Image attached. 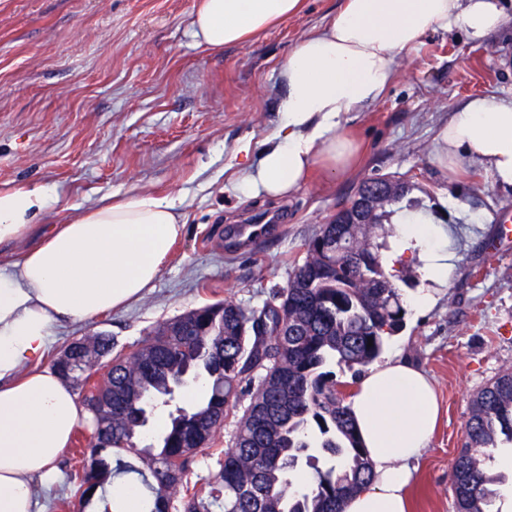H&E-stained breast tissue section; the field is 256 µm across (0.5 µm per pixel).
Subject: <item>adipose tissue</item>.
Wrapping results in <instances>:
<instances>
[{"label": "adipose tissue", "instance_id": "1", "mask_svg": "<svg viewBox=\"0 0 512 512\" xmlns=\"http://www.w3.org/2000/svg\"><path fill=\"white\" fill-rule=\"evenodd\" d=\"M302 7L303 0H197L191 34L209 50L245 44ZM511 19L499 0H343L289 51L279 70V123L233 190L242 200L282 198L312 169L329 181L345 173L360 151L345 131L349 114L384 96L399 60L428 33L456 27L481 40ZM464 157L492 183L512 186V98L479 96L451 112L438 159L450 168ZM56 202L44 186L0 187V512H40L35 483L53 474L87 416L66 381L36 364L53 328L141 300L186 228L179 198L136 192L101 200L22 247ZM447 238L443 225L402 223L395 251L421 253L424 280L442 285ZM348 407L374 478L342 512H410L412 464L438 419L433 385L395 354L362 375Z\"/></svg>", "mask_w": 512, "mask_h": 512}]
</instances>
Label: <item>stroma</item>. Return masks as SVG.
Returning <instances> with one entry per match:
<instances>
[{"label": "stroma", "mask_w": 512, "mask_h": 512, "mask_svg": "<svg viewBox=\"0 0 512 512\" xmlns=\"http://www.w3.org/2000/svg\"><path fill=\"white\" fill-rule=\"evenodd\" d=\"M340 5L304 0L298 14L253 43L209 51L189 35L195 0H0V185L54 187L63 207L134 190L184 199L186 231L148 295L57 325L40 364L49 366L80 336L106 334L119 355L187 311L228 298L262 307L363 179L402 177L411 197L451 228L455 270L434 306L419 312L412 306L421 286L417 256L407 252L386 266L405 317L383 351L422 369L441 408L417 463L413 512H456L448 467L465 441L471 401L512 368V249L492 247L512 211V188L491 184L466 159L448 173L435 160L436 136L462 102L512 97V22L480 42L457 28L428 34L384 97L349 122L365 147L353 171L331 184L313 176L285 199L239 203L224 186L256 161L279 121L282 62ZM264 213L283 219L249 246L231 242L234 226ZM241 414L231 410L185 482L214 480ZM91 440L89 422H80L53 479L36 486L43 512H80L74 475Z\"/></svg>", "instance_id": "stroma-1"}]
</instances>
